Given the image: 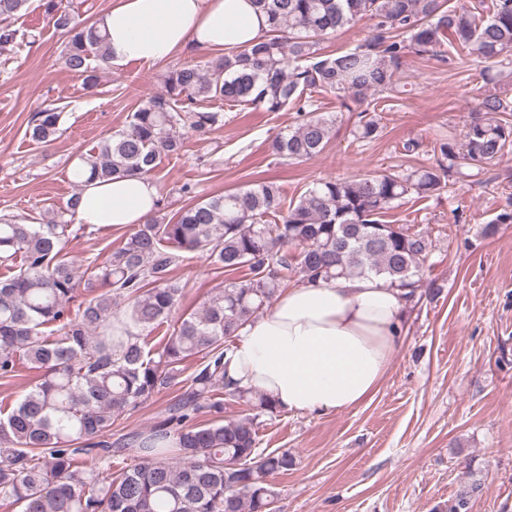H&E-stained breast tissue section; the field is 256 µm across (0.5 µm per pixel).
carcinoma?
<instances>
[{"mask_svg": "<svg viewBox=\"0 0 512 512\" xmlns=\"http://www.w3.org/2000/svg\"><path fill=\"white\" fill-rule=\"evenodd\" d=\"M30 0H0V48L31 46L34 31L15 24ZM268 29L243 49L177 67L164 91L148 97L128 126L107 135L73 170L78 185L131 174L151 175L162 158L180 154L186 125L200 136L224 125V113L201 107L222 100L279 112L291 105L302 121L272 142L283 160L318 156L334 120L305 114L306 91L336 92L363 101L397 94L396 71L407 50L441 58L445 47L495 63L512 58V0H493L485 18L446 0H251ZM53 28L66 37L64 61L99 86L106 67V34L67 0H40ZM374 21L366 43L334 57L317 52L326 35L362 18ZM512 104L498 94L477 100L464 142H436V165L360 178L322 179L298 201L285 203L274 181L202 196L174 219L157 213L139 224L103 264L81 267L65 252L78 194L66 208L35 224L0 218V265L16 268L0 279V378L26 360L41 372L0 416V499L21 512H266L274 496L268 477L293 469L292 454L257 450L258 419L278 412L265 394L224 384L227 342L269 307L292 277L303 284L372 276L407 291L410 303L440 295L422 280L432 248L429 232L384 220L402 200L439 196L450 182L512 147ZM63 133L61 110L33 113L28 139L47 146ZM380 123L361 113L354 136L372 141ZM512 224V202L483 227L494 235ZM201 254L233 276L181 318L154 352L144 333L164 324L182 287L170 277L180 254ZM88 296L77 301L80 291ZM79 302L70 314L73 302ZM53 327L54 336L44 328ZM195 370L167 417L149 431L105 440L112 421L178 384L188 361ZM225 393L249 413L224 419ZM210 419L196 422L199 414ZM138 461L112 472V457L127 450Z\"/></svg>", "mask_w": 512, "mask_h": 512, "instance_id": "cac0c4a2", "label": "carcinoma"}]
</instances>
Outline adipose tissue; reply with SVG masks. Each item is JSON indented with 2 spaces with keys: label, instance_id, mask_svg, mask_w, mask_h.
<instances>
[{
  "label": "adipose tissue",
  "instance_id": "adipose-tissue-1",
  "mask_svg": "<svg viewBox=\"0 0 512 512\" xmlns=\"http://www.w3.org/2000/svg\"><path fill=\"white\" fill-rule=\"evenodd\" d=\"M98 24L113 65L156 63L191 46L241 47L267 29L250 0H112ZM158 197L157 184L140 174L96 180L79 194L76 221L91 229L143 224ZM405 307L401 291L377 278L289 289L236 331L228 377L292 413L360 406L381 385Z\"/></svg>",
  "mask_w": 512,
  "mask_h": 512
}]
</instances>
